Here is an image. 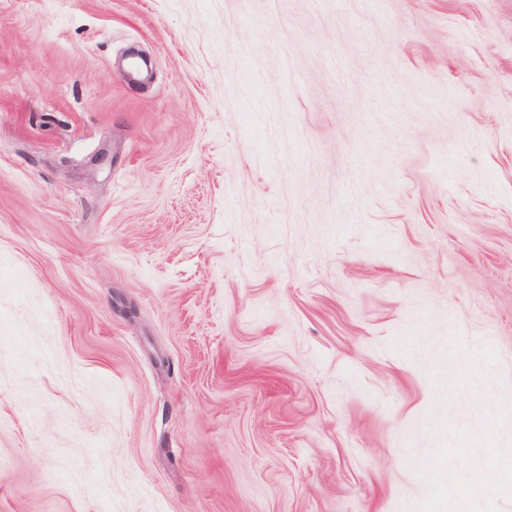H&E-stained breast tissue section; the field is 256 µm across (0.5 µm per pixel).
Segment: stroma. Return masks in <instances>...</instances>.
Instances as JSON below:
<instances>
[{"mask_svg":"<svg viewBox=\"0 0 512 512\" xmlns=\"http://www.w3.org/2000/svg\"><path fill=\"white\" fill-rule=\"evenodd\" d=\"M0 512H512V0H0Z\"/></svg>","mask_w":512,"mask_h":512,"instance_id":"obj_1","label":"stroma"}]
</instances>
